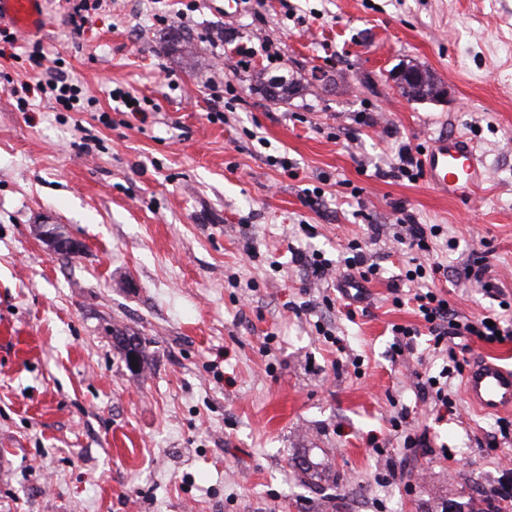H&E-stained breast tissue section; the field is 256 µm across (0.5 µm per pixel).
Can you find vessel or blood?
Returning <instances> with one entry per match:
<instances>
[{"instance_id":"b4317fda","label":"vessel or blood","mask_w":512,"mask_h":512,"mask_svg":"<svg viewBox=\"0 0 512 512\" xmlns=\"http://www.w3.org/2000/svg\"><path fill=\"white\" fill-rule=\"evenodd\" d=\"M4 18L21 33L36 32L43 21V0H0V20ZM423 168L428 185L451 199L474 195L487 181L482 157L461 137L432 142L423 155ZM463 393L480 413L512 412V368L483 355L474 357L466 368Z\"/></svg>"}]
</instances>
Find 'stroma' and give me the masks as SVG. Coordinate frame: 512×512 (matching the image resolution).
I'll list each match as a JSON object with an SVG mask.
<instances>
[{
    "label": "stroma",
    "mask_w": 512,
    "mask_h": 512,
    "mask_svg": "<svg viewBox=\"0 0 512 512\" xmlns=\"http://www.w3.org/2000/svg\"><path fill=\"white\" fill-rule=\"evenodd\" d=\"M43 8L35 36L0 42V512H486L512 439L486 448L498 418L461 380L456 414L423 399L418 375L440 366L425 343L395 354L420 285L393 235L401 209L442 225L422 257L448 269L435 285L461 315L512 318V0H241L229 17L224 0H102L79 33L63 0ZM35 41L85 111L35 91ZM412 65L441 100L404 95L392 75ZM116 85L147 121L113 111ZM445 135L488 167L471 202L391 172L403 145ZM354 240L382 276L342 294ZM478 255L502 298L462 276ZM121 331L143 340L138 371Z\"/></svg>",
    "instance_id": "35a3bbf8"
}]
</instances>
